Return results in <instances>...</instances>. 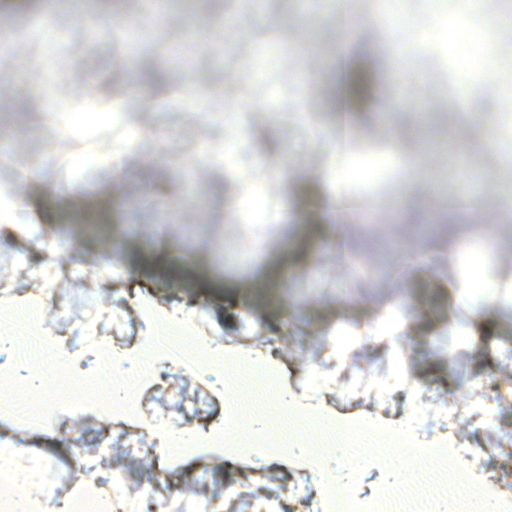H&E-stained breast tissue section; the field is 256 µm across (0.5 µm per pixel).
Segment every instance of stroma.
<instances>
[{
	"mask_svg": "<svg viewBox=\"0 0 512 512\" xmlns=\"http://www.w3.org/2000/svg\"><path fill=\"white\" fill-rule=\"evenodd\" d=\"M357 9L379 24L348 31L336 0H0V303L47 297L42 331L72 353L80 388L100 342L122 363L161 317L216 358L275 354L305 412L414 421L420 447L447 443L512 512V215L479 224L456 207L493 201L512 176V129L493 150L479 119L500 118L512 0H495L491 29L458 0ZM441 16L483 26L484 67H464ZM197 37L190 66L168 54ZM348 66L368 80L352 106ZM418 160L415 196L452 204L426 226L330 208L339 193L396 198ZM147 371L133 426L75 396L55 400L44 430L0 416V465L52 476L60 503L83 470L108 499L152 484L184 512L194 491L219 495V512H327L326 475L361 495L389 477L370 465L350 479L337 456L166 466L158 433H222L229 405L172 354Z\"/></svg>",
	"mask_w": 512,
	"mask_h": 512,
	"instance_id": "stroma-1",
	"label": "stroma"
}]
</instances>
